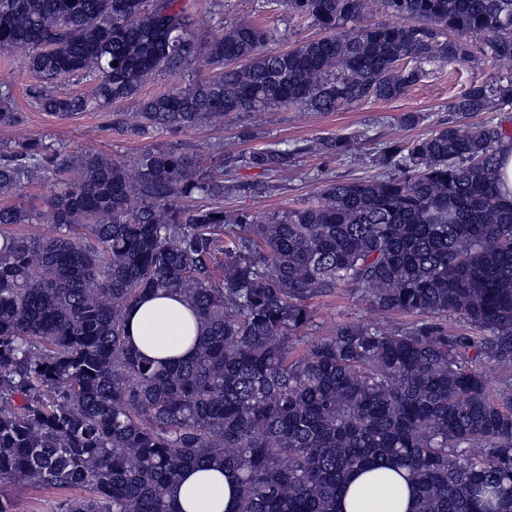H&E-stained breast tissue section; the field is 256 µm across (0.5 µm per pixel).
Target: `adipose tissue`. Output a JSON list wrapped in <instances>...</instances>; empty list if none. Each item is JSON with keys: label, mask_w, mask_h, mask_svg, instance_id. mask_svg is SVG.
<instances>
[{"label": "adipose tissue", "mask_w": 512, "mask_h": 512, "mask_svg": "<svg viewBox=\"0 0 512 512\" xmlns=\"http://www.w3.org/2000/svg\"><path fill=\"white\" fill-rule=\"evenodd\" d=\"M133 346L156 360L183 359L192 352L196 334L191 306L176 294H150L134 306L126 320ZM182 512H235L234 477L218 469L184 474L177 490ZM338 512H416V491L404 469L385 463L353 474L341 489Z\"/></svg>", "instance_id": "1"}]
</instances>
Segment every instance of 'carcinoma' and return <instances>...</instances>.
I'll return each instance as SVG.
<instances>
[{"label": "carcinoma", "instance_id": "1", "mask_svg": "<svg viewBox=\"0 0 512 512\" xmlns=\"http://www.w3.org/2000/svg\"><path fill=\"white\" fill-rule=\"evenodd\" d=\"M270 3L327 35L269 53L253 23L199 38L186 0H0V52L28 49L50 83L93 76L91 95L38 107L110 108L137 137L394 100L473 38L512 64V0ZM377 10L403 22H366ZM195 65L207 75L141 96ZM505 107L512 71L454 98L448 126L378 148V174L265 220L219 201L241 191L226 168L288 178L294 153L276 144L228 159L151 147L131 163L43 139L1 153V195H46L43 210L0 206V486L89 490L60 512H179L184 472L217 468L236 478L237 512H336L353 473L391 461L417 512H512V198L498 183L512 133L470 122ZM20 120L0 88V132ZM348 287L421 320L306 335L312 301ZM158 291L197 320L193 353L169 364L125 335L128 308ZM485 365L503 372L493 391ZM193 77L191 70L186 72L182 77H173L168 74L157 76L151 83L146 84L142 90V96H152L161 93L176 91L177 89L184 88Z\"/></svg>", "mask_w": 512, "mask_h": 512}]
</instances>
